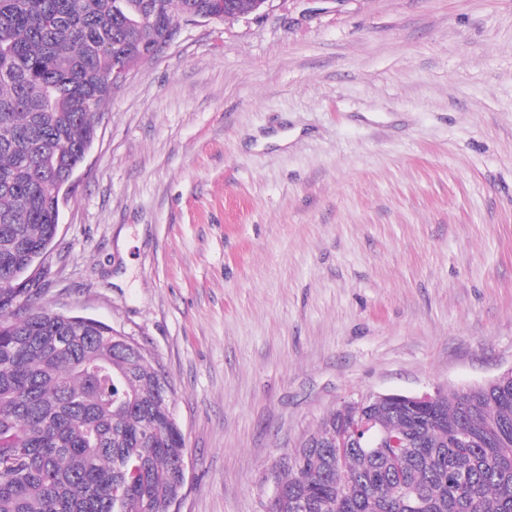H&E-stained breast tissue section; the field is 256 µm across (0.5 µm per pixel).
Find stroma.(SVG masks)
<instances>
[{
  "mask_svg": "<svg viewBox=\"0 0 512 512\" xmlns=\"http://www.w3.org/2000/svg\"><path fill=\"white\" fill-rule=\"evenodd\" d=\"M40 304L165 374L175 512H267L322 418L512 368V0H267L113 90Z\"/></svg>",
  "mask_w": 512,
  "mask_h": 512,
  "instance_id": "stroma-1",
  "label": "stroma"
}]
</instances>
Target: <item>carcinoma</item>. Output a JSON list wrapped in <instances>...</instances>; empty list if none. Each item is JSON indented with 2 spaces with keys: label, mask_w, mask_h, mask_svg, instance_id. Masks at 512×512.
<instances>
[{
  "label": "carcinoma",
  "mask_w": 512,
  "mask_h": 512,
  "mask_svg": "<svg viewBox=\"0 0 512 512\" xmlns=\"http://www.w3.org/2000/svg\"><path fill=\"white\" fill-rule=\"evenodd\" d=\"M217 0H0V512H171L186 448L136 343L22 285L56 239L54 189L96 137L112 72ZM330 411L270 512H512V380ZM395 441L367 448L361 418Z\"/></svg>",
  "instance_id": "1"
}]
</instances>
